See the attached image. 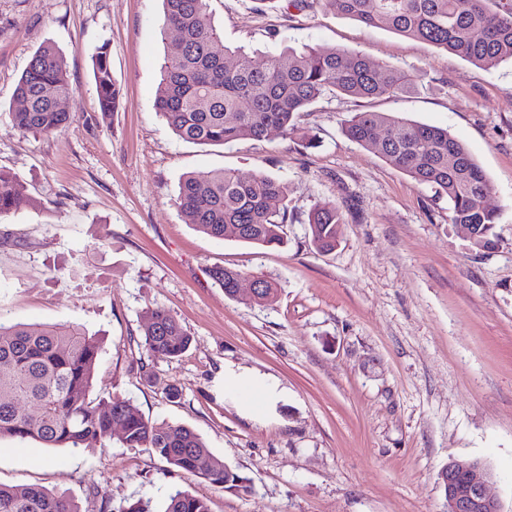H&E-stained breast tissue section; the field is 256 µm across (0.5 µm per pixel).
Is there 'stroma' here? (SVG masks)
I'll return each mask as SVG.
<instances>
[{
    "label": "stroma",
    "mask_w": 512,
    "mask_h": 512,
    "mask_svg": "<svg viewBox=\"0 0 512 512\" xmlns=\"http://www.w3.org/2000/svg\"><path fill=\"white\" fill-rule=\"evenodd\" d=\"M209 11L225 44L344 48L403 67L418 87L322 100L291 138L196 144L155 108L162 0H0V167L26 196L0 214V321L85 327L101 341L95 395L191 427L244 485L172 471L117 437L90 449L1 439L0 483L66 493L81 512L104 500L112 512L140 499L159 508L175 490L210 512H445L441 471L479 459L512 512V65L484 70L288 0L263 10L209 0ZM47 43L75 87L74 118L49 136L20 133L9 116L15 85ZM102 44L121 92L108 114L91 65ZM366 110L448 128L468 146L500 211L494 248H472L449 223L447 198L343 135V121ZM222 168L286 184L284 246L213 239L186 221L174 203L182 177ZM328 200L343 222L323 253L308 214ZM215 267L270 281L275 301L227 297ZM156 307L190 334L181 357L142 346ZM256 381L271 388L257 405Z\"/></svg>",
    "instance_id": "1"
}]
</instances>
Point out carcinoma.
Listing matches in <instances>:
<instances>
[{
    "label": "carcinoma",
    "instance_id": "cac0c4a2",
    "mask_svg": "<svg viewBox=\"0 0 512 512\" xmlns=\"http://www.w3.org/2000/svg\"><path fill=\"white\" fill-rule=\"evenodd\" d=\"M208 2L163 0V31L174 30L177 36L167 50L155 106L185 141L225 145L263 141L273 132L291 137L298 132V115L323 99L397 98L416 87L404 69L346 49L285 46L258 61L223 43ZM292 5L298 10L330 5L346 18L425 42L485 69L512 63V0H292ZM91 61L100 110L114 112L120 89L112 78L108 44L97 47ZM74 91L62 55L51 44L41 46L15 86L12 127L23 133L57 132L72 120L67 104ZM342 132L447 198L450 223L477 225L472 247H494L500 213L484 203L489 181L467 145L447 129L363 111L345 120ZM286 196V184L265 172L243 179L223 169L186 176L175 204L212 238L230 232L250 246L270 247L284 244ZM23 198L16 176L1 168L0 213ZM341 223L335 203L315 204L308 217L312 244L321 252L335 249ZM239 276L228 268L210 270L229 297ZM142 336L147 351L170 359L191 344L181 324L162 308L150 312ZM99 352V339L79 325L0 321V439L31 440L44 448H94L120 428L123 445L149 448L177 472L222 489L243 484L189 427L153 422L130 399L93 395ZM0 512L81 510L64 494L0 484ZM162 512L210 509L205 500L176 490Z\"/></svg>",
    "mask_w": 512,
    "mask_h": 512
}]
</instances>
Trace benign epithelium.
<instances>
[{
  "mask_svg": "<svg viewBox=\"0 0 512 512\" xmlns=\"http://www.w3.org/2000/svg\"><path fill=\"white\" fill-rule=\"evenodd\" d=\"M493 475L479 460H453L441 472L446 487V512H502L499 501L488 491Z\"/></svg>",
  "mask_w": 512,
  "mask_h": 512,
  "instance_id": "1",
  "label": "benign epithelium"
}]
</instances>
